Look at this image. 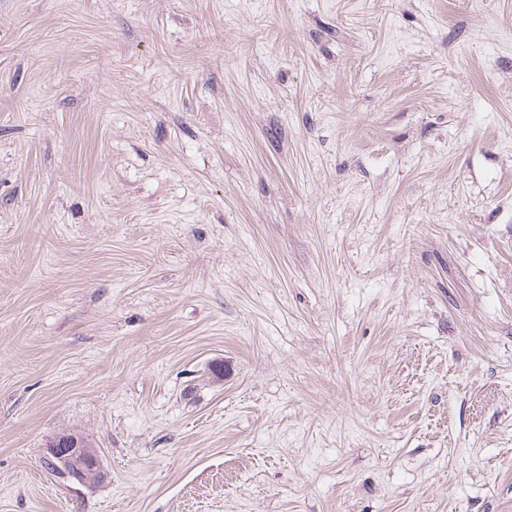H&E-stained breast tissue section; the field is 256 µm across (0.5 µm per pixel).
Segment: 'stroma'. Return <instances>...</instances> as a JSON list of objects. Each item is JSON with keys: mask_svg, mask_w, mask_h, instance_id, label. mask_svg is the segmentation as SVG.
<instances>
[{"mask_svg": "<svg viewBox=\"0 0 512 512\" xmlns=\"http://www.w3.org/2000/svg\"><path fill=\"white\" fill-rule=\"evenodd\" d=\"M0 512H512V0H0ZM66 444L67 450L64 449ZM46 464L56 472L82 480L83 476L97 477L100 461L96 452L85 448L77 439H63L60 443H50L47 448Z\"/></svg>", "mask_w": 512, "mask_h": 512, "instance_id": "35a3bbf8", "label": "stroma"}]
</instances>
